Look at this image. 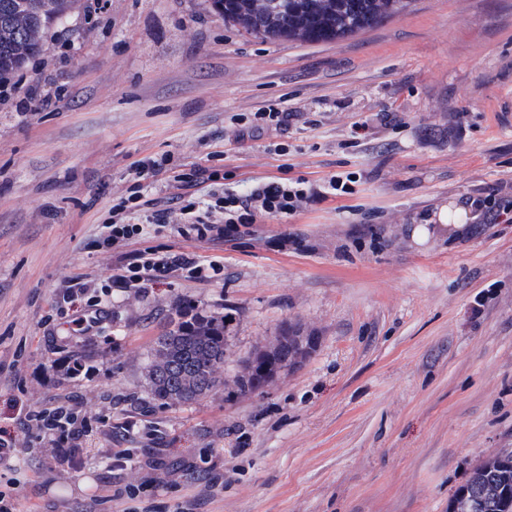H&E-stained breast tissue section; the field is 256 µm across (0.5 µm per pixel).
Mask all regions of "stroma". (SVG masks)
<instances>
[{
  "label": "stroma",
  "instance_id": "1",
  "mask_svg": "<svg viewBox=\"0 0 512 512\" xmlns=\"http://www.w3.org/2000/svg\"><path fill=\"white\" fill-rule=\"evenodd\" d=\"M87 2L23 69L60 102L0 106V432L18 446L0 493L14 512H448L512 448V223L411 230L484 188L512 199V0H411L319 44L244 35L210 0ZM268 105L287 124L239 137ZM160 157L145 184L172 224L106 245L134 164ZM199 167L240 196L285 173L358 183L288 218L215 210L225 233L201 240ZM146 249L224 271L114 288ZM95 303L111 319L74 335ZM181 310L223 321L229 379L284 325L320 345L266 395L163 405L147 364ZM22 406L72 409L80 460L51 467ZM113 448L134 456L113 466Z\"/></svg>",
  "mask_w": 512,
  "mask_h": 512
}]
</instances>
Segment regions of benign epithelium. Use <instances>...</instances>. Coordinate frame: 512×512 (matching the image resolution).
Segmentation results:
<instances>
[{"label":"benign epithelium","instance_id":"benign-epithelium-1","mask_svg":"<svg viewBox=\"0 0 512 512\" xmlns=\"http://www.w3.org/2000/svg\"><path fill=\"white\" fill-rule=\"evenodd\" d=\"M316 345L317 337L285 327L272 342L245 361L241 372L224 381V385L255 396L263 395L278 380L297 369ZM171 370L169 358L163 354L156 356L150 364L151 378L155 382L166 380Z\"/></svg>","mask_w":512,"mask_h":512}]
</instances>
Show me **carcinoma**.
Returning <instances> with one entry per match:
<instances>
[{
	"instance_id": "cac0c4a2",
	"label": "carcinoma",
	"mask_w": 512,
	"mask_h": 512,
	"mask_svg": "<svg viewBox=\"0 0 512 512\" xmlns=\"http://www.w3.org/2000/svg\"><path fill=\"white\" fill-rule=\"evenodd\" d=\"M224 19L246 34L269 40L330 42L362 32L407 8L409 0H280L273 19L257 15L250 0H212ZM76 0H0V76L24 66L41 46L51 25L71 11ZM153 346H165L178 371L193 376L197 393L188 403L224 386V322L187 319L156 337ZM486 486L502 489L485 512H512V463L494 473L477 464L454 495L472 498Z\"/></svg>"
}]
</instances>
